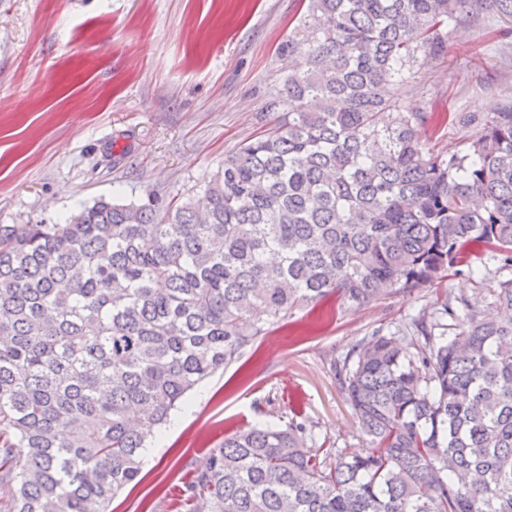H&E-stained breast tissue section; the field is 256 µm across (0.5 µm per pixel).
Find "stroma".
<instances>
[{
  "mask_svg": "<svg viewBox=\"0 0 512 512\" xmlns=\"http://www.w3.org/2000/svg\"><path fill=\"white\" fill-rule=\"evenodd\" d=\"M301 0H0V224H55L105 198L204 203L226 155L273 126L267 103L304 56L281 46ZM394 94L430 113L420 140L467 153L512 105V18L479 13L420 55ZM434 286L358 309L328 300L271 326L199 384L152 442L112 512H188L187 481L225 433L299 415L316 442L368 444L334 368L361 338L409 336Z\"/></svg>",
  "mask_w": 512,
  "mask_h": 512,
  "instance_id": "stroma-1",
  "label": "stroma"
}]
</instances>
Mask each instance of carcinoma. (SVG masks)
<instances>
[{
  "label": "carcinoma",
  "instance_id": "carcinoma-1",
  "mask_svg": "<svg viewBox=\"0 0 512 512\" xmlns=\"http://www.w3.org/2000/svg\"><path fill=\"white\" fill-rule=\"evenodd\" d=\"M479 10L512 17V0H308L313 35L282 51L310 67L270 101L277 126L206 181L205 208L101 198L59 224L0 225V512H108L171 411L268 327L462 263L498 278L487 307L444 293L409 341L375 330L337 366L369 454L311 445L296 415L240 427L184 501L512 512V107L446 156L391 94Z\"/></svg>",
  "mask_w": 512,
  "mask_h": 512
}]
</instances>
